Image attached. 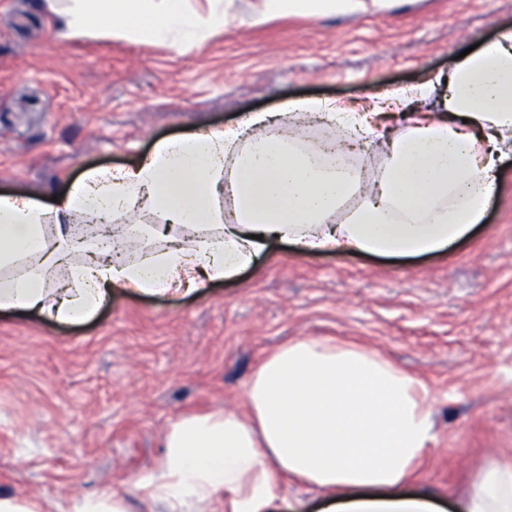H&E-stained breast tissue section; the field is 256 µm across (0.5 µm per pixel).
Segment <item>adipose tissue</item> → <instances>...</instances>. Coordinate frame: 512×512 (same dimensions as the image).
I'll return each mask as SVG.
<instances>
[{
	"instance_id": "adipose-tissue-1",
	"label": "adipose tissue",
	"mask_w": 512,
	"mask_h": 512,
	"mask_svg": "<svg viewBox=\"0 0 512 512\" xmlns=\"http://www.w3.org/2000/svg\"><path fill=\"white\" fill-rule=\"evenodd\" d=\"M43 0L56 38L119 36L174 50L205 45L232 20L233 0ZM389 0H263L247 21L276 15H348ZM437 98L421 116L415 102ZM405 131L378 112L318 100L287 102L238 125L163 139L129 169L91 170L51 206L0 195V312L60 323L92 318L114 290L193 292L249 269L280 240L297 254L414 256L441 251L479 223L512 157V28L448 65L447 88L387 96ZM329 117L336 142L380 147L373 168L322 165L304 141L309 115ZM232 208L224 210L223 197ZM192 231L160 234L141 213ZM117 224L122 253L74 233L75 220ZM164 246L146 251L147 236ZM135 260H128L129 252ZM248 416L233 410L182 417L160 465L135 492L163 512H274L281 482L320 490L326 512H434L409 492L430 451L427 387L375 351L333 338H300L266 357L250 378ZM456 512H512V463L488 459Z\"/></svg>"
}]
</instances>
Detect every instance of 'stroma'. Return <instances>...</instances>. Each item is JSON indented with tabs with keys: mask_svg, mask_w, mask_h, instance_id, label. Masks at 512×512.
I'll return each instance as SVG.
<instances>
[{
	"mask_svg": "<svg viewBox=\"0 0 512 512\" xmlns=\"http://www.w3.org/2000/svg\"><path fill=\"white\" fill-rule=\"evenodd\" d=\"M40 0H0V194L50 202L90 169L132 166L158 140L236 125L289 99L357 110L433 81L512 26V0H391L350 16L243 18L204 47L58 40ZM305 337L358 343L423 380L434 441L418 485L448 504L492 457L512 460V161L463 240L421 257L296 254L193 293L115 290L90 321L0 313V495L69 512L134 494L170 424L247 413L259 362ZM69 512H128L125 501L107 493L75 498Z\"/></svg>",
	"mask_w": 512,
	"mask_h": 512,
	"instance_id": "obj_1",
	"label": "stroma"
}]
</instances>
